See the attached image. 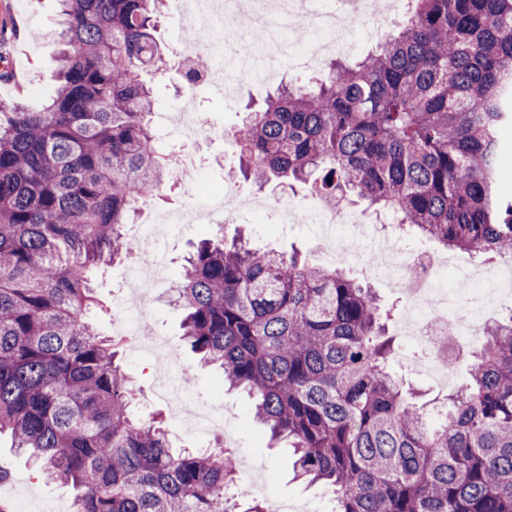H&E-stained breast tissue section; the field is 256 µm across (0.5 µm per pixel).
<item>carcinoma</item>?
Segmentation results:
<instances>
[{"label":"carcinoma","instance_id":"carcinoma-1","mask_svg":"<svg viewBox=\"0 0 512 512\" xmlns=\"http://www.w3.org/2000/svg\"><path fill=\"white\" fill-rule=\"evenodd\" d=\"M56 91L41 112L0 103V435L72 512H266L222 447L175 448L135 414L99 333L92 272L136 244L144 193L169 182L142 79L164 71L161 0H60ZM512 0H412L406 20L319 82L281 84L234 131L239 167L364 199L472 258L512 256ZM176 303L183 336L243 389L334 512H512V313L488 324L470 378L433 415L391 372L379 299L346 271L240 238L202 239Z\"/></svg>","mask_w":512,"mask_h":512}]
</instances>
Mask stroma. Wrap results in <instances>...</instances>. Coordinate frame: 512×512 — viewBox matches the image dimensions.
I'll return each mask as SVG.
<instances>
[{
	"label": "stroma",
	"mask_w": 512,
	"mask_h": 512,
	"mask_svg": "<svg viewBox=\"0 0 512 512\" xmlns=\"http://www.w3.org/2000/svg\"><path fill=\"white\" fill-rule=\"evenodd\" d=\"M58 20V0H0V60L9 71L8 78L0 80V101L8 104L18 101L32 111L42 109L54 90L53 74L57 61L53 41ZM145 79L155 90L158 112H169L190 103L212 123V131L202 134L196 143L199 166L208 188L232 187L265 198H315L316 193L308 184L289 189L274 181L259 190L243 178L227 175L226 166L238 154L232 133L245 117L244 105L257 97L256 88L243 85L236 93L223 97L204 84L192 88L184 86L181 75L172 68L163 73H146ZM214 230L211 224L186 226L164 238L165 275L154 287L150 318L143 323L142 332L147 336L162 337L169 343L179 363L189 368L195 379L194 398L223 412L233 438L237 486L250 485L252 468L257 465L269 495L291 506H305L306 512H331L333 503L323 486L295 479L294 457L290 449L272 444L266 429L254 420L247 397L225 387L220 369L201 365L184 339L182 312L172 302V290L181 278L193 244L209 237ZM241 232L258 247L296 252L307 262L320 266L330 264L329 259L316 250L308 225L282 224L272 213L267 214L264 223L260 224L255 215L241 213L225 223L224 234L230 238ZM151 261L150 252L142 246L109 265L103 275L97 277L96 295L102 306L94 311L93 317L102 333L112 332V301L126 290L124 269L137 263L147 266ZM371 286L382 306L392 308L395 317L388 325V334L397 351L392 361L393 371L405 386L423 392L426 398L446 394V386L411 367L403 358L410 345L401 336L396 320L406 305L405 296L389 288L381 279L372 280ZM123 365L140 391L141 406L151 412L167 413L166 401L156 393L160 360L127 348L123 351ZM0 466L11 473L10 478L0 481V501L7 502L12 512H67L71 508L74 489L48 482L32 471L27 459L14 452L10 438L5 435L0 436Z\"/></svg>",
	"instance_id": "obj_1"
}]
</instances>
